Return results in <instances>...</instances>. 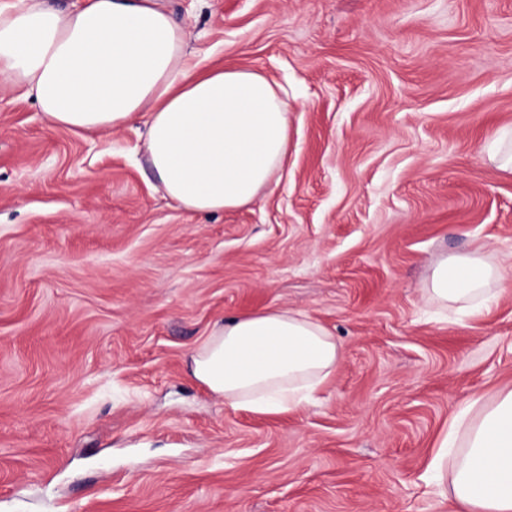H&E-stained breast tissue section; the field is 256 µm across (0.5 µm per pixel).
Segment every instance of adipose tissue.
Listing matches in <instances>:
<instances>
[{
  "instance_id": "obj_1",
  "label": "adipose tissue",
  "mask_w": 512,
  "mask_h": 512,
  "mask_svg": "<svg viewBox=\"0 0 512 512\" xmlns=\"http://www.w3.org/2000/svg\"><path fill=\"white\" fill-rule=\"evenodd\" d=\"M186 24L164 0H0V81L72 131L146 127L147 162L178 207L216 213L278 184L290 116L255 70L199 72ZM505 266L480 252L434 264L425 294L474 309L497 300ZM340 346L308 316L281 308L224 318L191 356V376L226 406L275 413L299 406L336 371ZM463 445L462 454L450 448ZM432 466L450 471L455 512H512V390L454 416Z\"/></svg>"
}]
</instances>
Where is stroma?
I'll return each mask as SVG.
<instances>
[{
  "label": "stroma",
  "instance_id": "1",
  "mask_svg": "<svg viewBox=\"0 0 512 512\" xmlns=\"http://www.w3.org/2000/svg\"><path fill=\"white\" fill-rule=\"evenodd\" d=\"M205 67L288 92L274 192H155L143 129L50 126L0 84V512H452L429 464L512 389V279L429 302L441 257L512 259V0H166ZM282 308L341 346L290 411L224 406L186 360Z\"/></svg>",
  "mask_w": 512,
  "mask_h": 512
}]
</instances>
